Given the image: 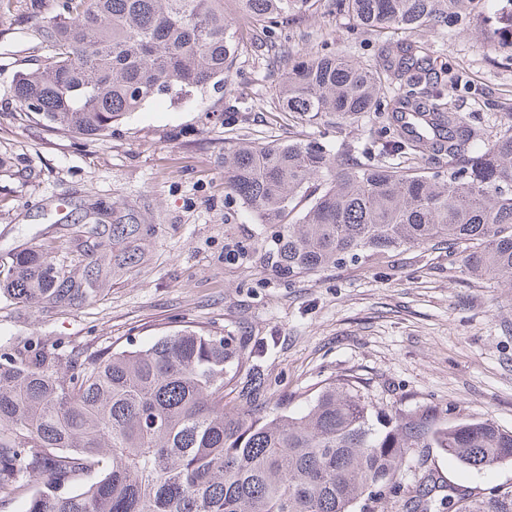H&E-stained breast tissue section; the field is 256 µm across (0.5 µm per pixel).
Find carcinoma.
I'll use <instances>...</instances> for the list:
<instances>
[{
    "mask_svg": "<svg viewBox=\"0 0 512 512\" xmlns=\"http://www.w3.org/2000/svg\"><path fill=\"white\" fill-rule=\"evenodd\" d=\"M319 2L379 37L465 34L472 0H56L38 27L51 54L28 59L14 96L53 128L107 137L152 100L194 102L227 82L243 50L264 47L281 71L271 110L288 140L228 139L224 192L271 230L275 274L433 243L473 280L512 282V125L495 138L467 125L449 96L459 72L434 71L432 40L387 37L381 65L293 50L283 33ZM370 113L385 124L364 144L302 137L324 117ZM394 155L404 165L387 163ZM141 236L112 223L114 268L141 259ZM2 287L31 305L95 292L38 250L0 269ZM243 358L233 337L192 327L80 358L32 340L1 349L0 499L22 500L21 512H375L398 495L405 512H512V491L473 500L427 465V448L476 471L512 460V430L493 419L379 412L352 376L302 411L229 409L224 386Z\"/></svg>",
    "mask_w": 512,
    "mask_h": 512,
    "instance_id": "1",
    "label": "carcinoma"
}]
</instances>
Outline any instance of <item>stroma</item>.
Returning <instances> with one entry per match:
<instances>
[{
	"label": "stroma",
	"instance_id": "stroma-1",
	"mask_svg": "<svg viewBox=\"0 0 512 512\" xmlns=\"http://www.w3.org/2000/svg\"><path fill=\"white\" fill-rule=\"evenodd\" d=\"M28 3L0 0V263L36 248L79 279L89 257L99 282L69 305L0 295V342L34 338L82 355L146 345L187 325L211 328L235 336L258 367L261 412L286 401L304 408L325 382L353 374L376 408L429 406L446 422L487 414L512 429V288L471 280L442 245L292 281L267 270L269 230L224 195L225 138L288 135L269 111L280 73L267 56L242 54L224 87L196 105L159 100L111 136H75L13 97L26 57L45 52ZM494 9L478 0L468 33L449 30L436 42L440 61L465 75L452 92L456 111L491 135L512 108V61L497 47L506 21ZM374 42L342 17H316L290 36L298 51L328 43L364 60ZM219 100L238 102L232 126L209 113ZM116 216L147 229L141 260L119 272L111 236L91 231ZM429 463L476 494L512 490V460L478 473L433 448Z\"/></svg>",
	"mask_w": 512,
	"mask_h": 512
}]
</instances>
